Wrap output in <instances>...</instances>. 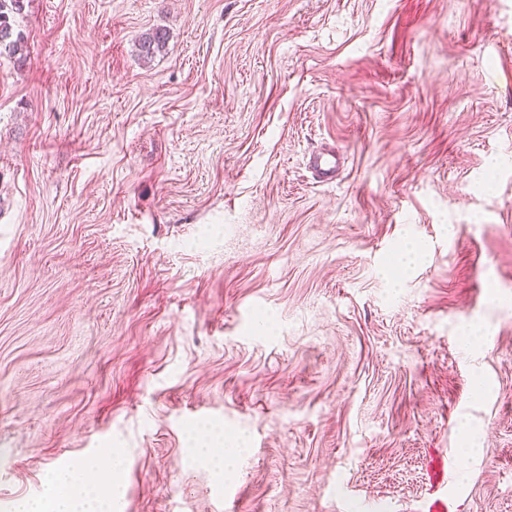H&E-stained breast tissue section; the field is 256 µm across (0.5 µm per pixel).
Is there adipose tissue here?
Returning <instances> with one entry per match:
<instances>
[{"label": "adipose tissue", "mask_w": 512, "mask_h": 512, "mask_svg": "<svg viewBox=\"0 0 512 512\" xmlns=\"http://www.w3.org/2000/svg\"><path fill=\"white\" fill-rule=\"evenodd\" d=\"M95 469L89 462L56 475L42 498L19 501L16 512H112L111 491L90 479Z\"/></svg>", "instance_id": "obj_1"}]
</instances>
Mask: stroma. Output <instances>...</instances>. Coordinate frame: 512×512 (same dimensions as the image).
Segmentation results:
<instances>
[{
	"label": "stroma",
	"mask_w": 512,
	"mask_h": 512,
	"mask_svg": "<svg viewBox=\"0 0 512 512\" xmlns=\"http://www.w3.org/2000/svg\"><path fill=\"white\" fill-rule=\"evenodd\" d=\"M18 24L0 512L99 456L112 512H512V0H30ZM200 438L241 443L232 474ZM168 41V33L163 28H154L144 33L137 42L138 55L144 60H151L162 51Z\"/></svg>",
	"instance_id": "stroma-1"
}]
</instances>
